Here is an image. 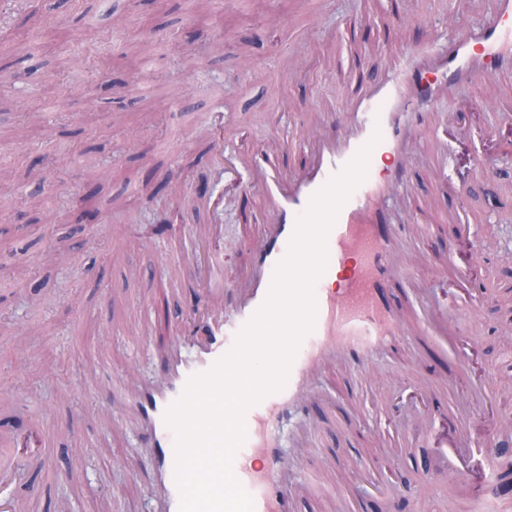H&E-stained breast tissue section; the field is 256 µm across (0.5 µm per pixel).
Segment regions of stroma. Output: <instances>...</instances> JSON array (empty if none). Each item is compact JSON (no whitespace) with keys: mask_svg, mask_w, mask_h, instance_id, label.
<instances>
[{"mask_svg":"<svg viewBox=\"0 0 512 512\" xmlns=\"http://www.w3.org/2000/svg\"><path fill=\"white\" fill-rule=\"evenodd\" d=\"M31 57L0 71V224L23 230L0 252V433L41 434L47 445L21 492L23 512H159L149 450L134 422L107 416L103 393L123 399L136 369L160 371L155 343L193 310L168 291L167 276L195 282L191 224H219L224 278L244 276L257 230L245 171L204 162L211 136L224 153L267 149L287 139L296 166L302 135L320 114L346 111L355 83L430 41L480 28L491 0H40ZM110 45L105 61L77 70L73 46ZM465 112L476 131L457 140L448 115ZM83 144L54 157L61 124ZM433 137L417 140L389 202L394 223L416 224L404 256L427 257L401 286L418 316L445 306L471 360L434 338L366 367H329L317 383L324 404L282 423L299 487L298 512H478L491 453L512 458V151L485 131H512V71L449 92L433 108ZM465 179L448 197L444 175ZM97 190L93 224L77 223L74 200ZM474 226L480 302L456 303L439 269L452 224ZM447 413L466 414L463 458L434 468L442 430L417 427L421 384L434 374ZM483 378L490 409L466 389Z\"/></svg>","mask_w":512,"mask_h":512,"instance_id":"stroma-1","label":"stroma"}]
</instances>
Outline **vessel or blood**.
<instances>
[{"label": "vessel or blood", "mask_w": 512, "mask_h": 512, "mask_svg": "<svg viewBox=\"0 0 512 512\" xmlns=\"http://www.w3.org/2000/svg\"><path fill=\"white\" fill-rule=\"evenodd\" d=\"M437 52L433 71L404 57L387 75L369 76L346 111L323 113V127L340 125L345 133L338 140L316 137L293 175H283L272 165L270 153L243 157L266 217L251 255V274L239 285L234 302H225L224 244L215 232L199 234L195 265L209 289L195 301L192 319L178 326L177 344L163 359L159 382L140 388L133 399L153 450L150 465L165 512H180L181 500L176 482L177 433L166 422L168 410L194 376L209 371L232 350L239 333L266 302L277 267L287 256L313 196L365 147L385 166L367 169L326 235L334 253L318 278L323 291L315 297L314 339L304 353L294 356L283 388L265 395L244 414L245 440L236 452L234 475L251 495L254 512H288V490L282 481L288 462L280 452L279 424L293 408L312 406V386L326 360L339 358L361 366L371 353L400 345L402 297L395 280L406 263L395 253L393 241L406 227L390 223L382 204L407 158L408 135L429 128L426 110L436 84L451 87L478 75L512 70V0H495V10L483 27L439 45ZM352 255L357 263L344 283L331 284L336 266ZM431 326L455 351H462L463 340L443 308L434 309ZM26 466V452L18 453L10 459L6 475L0 476V512H17L6 487L8 481L21 480Z\"/></svg>", "instance_id": "1"}]
</instances>
